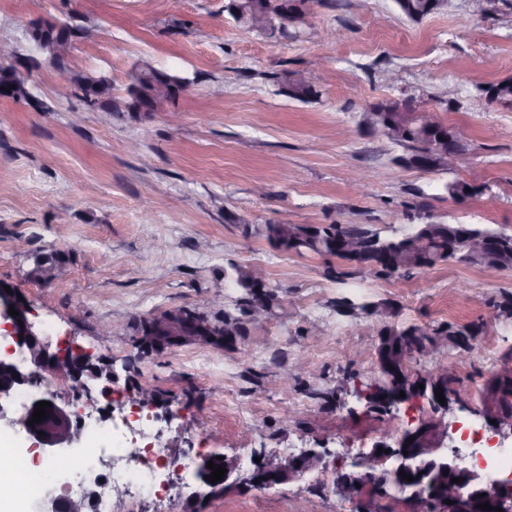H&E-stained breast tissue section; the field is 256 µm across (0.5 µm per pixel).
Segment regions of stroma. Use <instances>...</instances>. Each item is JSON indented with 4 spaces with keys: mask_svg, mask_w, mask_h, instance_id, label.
Instances as JSON below:
<instances>
[{
    "mask_svg": "<svg viewBox=\"0 0 512 512\" xmlns=\"http://www.w3.org/2000/svg\"><path fill=\"white\" fill-rule=\"evenodd\" d=\"M225 0H0V42L38 59L29 101L0 98V284L32 306L53 345L89 349L117 373L111 399L90 381L87 404L129 409L130 386L158 389L153 435L178 456L255 453L288 460L307 448L331 470L264 491L231 488L200 512H354L335 471L391 445L426 403L369 409L358 385L379 381L374 348L384 306L394 322L460 325L491 319L512 294V270L445 263L404 277H366L341 260L285 253L256 235L267 224H362L384 236L427 220L512 230V104L488 102V85L512 80V0H446L422 20L394 0H310L302 24L270 37L242 27ZM60 19L82 35L71 68L105 74L121 101L144 65L185 78L163 109L135 120L58 98L56 72L30 38L36 20ZM339 29V41L323 31ZM303 74L319 90L300 101L286 83ZM384 99L408 102L463 130L451 171L405 168L402 147L370 128ZM363 176L352 190V172ZM463 181L476 195L449 197ZM495 196L487 207L486 196ZM61 262L63 279L38 275ZM264 268L278 305L263 328L234 348L183 347L140 355L134 323L188 307L209 318L233 310L232 264ZM486 296L477 308L466 291ZM347 297L358 307L337 308ZM512 353V320L498 322L473 351L415 357L454 359L465 403L449 427L474 420L479 393ZM331 393L330 402L318 400ZM293 422L283 425V411ZM206 429H199L198 420ZM169 498L126 495L125 512H187V485Z\"/></svg>",
    "mask_w": 512,
    "mask_h": 512,
    "instance_id": "stroma-1",
    "label": "stroma"
}]
</instances>
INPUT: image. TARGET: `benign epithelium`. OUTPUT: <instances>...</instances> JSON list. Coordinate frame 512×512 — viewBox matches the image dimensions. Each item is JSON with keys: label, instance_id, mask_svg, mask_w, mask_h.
<instances>
[{"label": "benign epithelium", "instance_id": "1", "mask_svg": "<svg viewBox=\"0 0 512 512\" xmlns=\"http://www.w3.org/2000/svg\"><path fill=\"white\" fill-rule=\"evenodd\" d=\"M19 311V315H9V306ZM32 307L25 299L5 292L0 284V330L3 338L10 340L0 352V414L3 404L12 400L14 394L26 387L34 388L41 382L51 379L56 381H72L85 384V380L104 381L106 386L102 395L110 393V383L115 378L113 364L86 350H51V343L31 319ZM187 335L197 344L206 342L215 346H224V329L219 325L203 323L199 316L187 309L168 311L146 318L145 352H162L170 347V339L174 336ZM405 397H399L400 393ZM368 403L375 409L389 411L402 403L427 402L431 416L421 418L417 424L403 431L397 440L396 447L390 452H380L373 448L367 453L356 457V474L352 477L353 486L346 495L356 501L358 512H376L381 499L380 490L373 479L376 466L392 461V475L395 482L402 481L399 472L413 471L428 475L429 469L438 470L439 480L430 483L427 494L416 495L405 502L407 512H478L479 505L486 502L501 512H512V487L507 486L490 474L484 473L466 464L458 455L452 457L443 453V445L448 438L447 432L441 429L445 415L448 414L450 402L462 401V394H444L445 404H440L435 395V387L410 386L401 381L383 385L374 383L366 392ZM47 401V417L34 425H27L32 419L36 403ZM486 425L493 429L502 439L512 438V418L504 419L496 412L481 414ZM28 438L33 440L32 448L40 449L47 455L63 459V451L80 441L82 433L73 412L67 406H60L52 397L31 393L21 421ZM414 442L406 444V439ZM216 455H207L196 463L195 477L201 487L189 496L195 503L205 501L224 494L226 484L232 475H241V461L236 456H224V468L227 473L223 479L212 483L204 476L211 474L207 462ZM329 468L326 452L309 448L300 455L288 459L284 463L274 458L260 456V461L253 463L250 474L256 475L266 469L276 473L280 482L285 483L303 476L306 473L325 471ZM454 477L455 483H443L444 477ZM452 504H446V501ZM79 506L76 501L63 497H49L45 501L42 512H68L70 508Z\"/></svg>", "mask_w": 512, "mask_h": 512}]
</instances>
